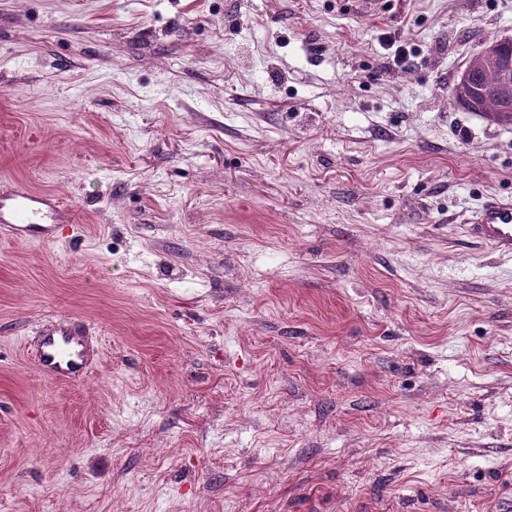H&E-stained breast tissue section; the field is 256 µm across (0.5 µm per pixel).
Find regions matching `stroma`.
Returning <instances> with one entry per match:
<instances>
[{
    "label": "stroma",
    "mask_w": 512,
    "mask_h": 512,
    "mask_svg": "<svg viewBox=\"0 0 512 512\" xmlns=\"http://www.w3.org/2000/svg\"><path fill=\"white\" fill-rule=\"evenodd\" d=\"M412 51L398 67L383 33ZM512 0H0L6 512H512ZM83 322L85 378L40 372ZM483 70H496L500 80L493 89H484L474 82V75ZM455 98L469 102L476 112L491 118L512 121V111L504 105L512 101V56L503 51L500 41L486 42L472 55L460 71L454 89ZM70 222L56 199L29 190L0 194V233L13 239L53 237L55 224ZM465 228L495 251L512 254V199L487 198Z\"/></svg>",
    "instance_id": "35a3bbf8"
}]
</instances>
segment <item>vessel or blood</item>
Wrapping results in <instances>:
<instances>
[{
  "label": "vessel or blood",
  "instance_id": "b4317fda",
  "mask_svg": "<svg viewBox=\"0 0 512 512\" xmlns=\"http://www.w3.org/2000/svg\"><path fill=\"white\" fill-rule=\"evenodd\" d=\"M70 215L56 199L28 190L0 194V235L13 239L53 236ZM467 233L503 254H512V199L487 198L466 225ZM36 362L56 379H75L89 367L88 338L78 323L55 324L38 338Z\"/></svg>",
  "mask_w": 512,
  "mask_h": 512
}]
</instances>
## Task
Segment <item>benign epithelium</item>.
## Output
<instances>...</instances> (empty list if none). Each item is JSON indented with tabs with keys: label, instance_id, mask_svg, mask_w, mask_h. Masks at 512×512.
<instances>
[{
	"label": "benign epithelium",
	"instance_id": "1",
	"mask_svg": "<svg viewBox=\"0 0 512 512\" xmlns=\"http://www.w3.org/2000/svg\"><path fill=\"white\" fill-rule=\"evenodd\" d=\"M483 70H495L500 74L494 88L484 89L474 82V75ZM454 94L456 99L471 103L477 112L512 121V111L505 108V104L512 101V56L504 53L502 42H486L467 60L458 75Z\"/></svg>",
	"mask_w": 512,
	"mask_h": 512
}]
</instances>
